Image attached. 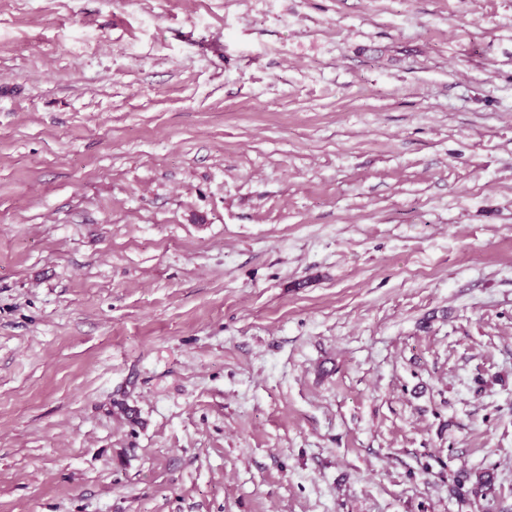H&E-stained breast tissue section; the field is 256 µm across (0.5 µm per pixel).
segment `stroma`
I'll list each match as a JSON object with an SVG mask.
<instances>
[{
    "mask_svg": "<svg viewBox=\"0 0 512 512\" xmlns=\"http://www.w3.org/2000/svg\"><path fill=\"white\" fill-rule=\"evenodd\" d=\"M0 512H512V0H0Z\"/></svg>",
    "mask_w": 512,
    "mask_h": 512,
    "instance_id": "1",
    "label": "stroma"
}]
</instances>
